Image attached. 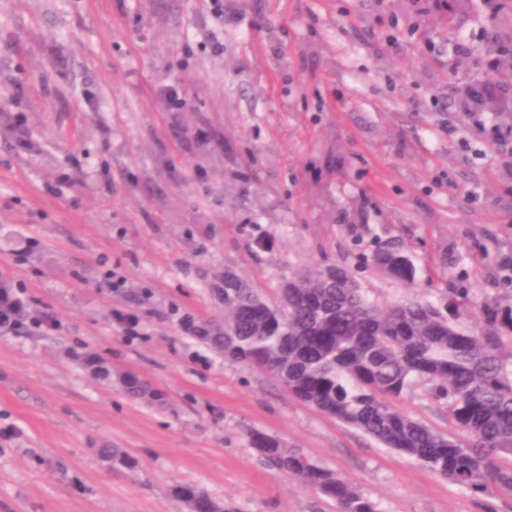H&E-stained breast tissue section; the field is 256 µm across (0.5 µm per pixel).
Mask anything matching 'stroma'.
I'll use <instances>...</instances> for the list:
<instances>
[{"mask_svg": "<svg viewBox=\"0 0 512 512\" xmlns=\"http://www.w3.org/2000/svg\"><path fill=\"white\" fill-rule=\"evenodd\" d=\"M0 0V512H186L193 485L237 512H336L265 466L261 432L382 512H481L466 489L184 335L230 270H351L369 300L469 290L512 311V0ZM467 51L453 52L456 42ZM184 95L169 111L167 86ZM401 240L404 284L366 263ZM137 320L127 334L120 318ZM50 317L53 328L39 326ZM163 393L133 401L75 360ZM403 411L449 431L416 382ZM138 461L116 471L98 455ZM19 298L12 292L2 290L0 293V325L3 327L13 328L22 323ZM77 357L93 378L112 385V365L107 363L99 354L84 351L78 353ZM98 454L101 460L113 469L135 468L134 458L122 448H99Z\"/></svg>", "mask_w": 512, "mask_h": 512, "instance_id": "obj_1", "label": "stroma"}]
</instances>
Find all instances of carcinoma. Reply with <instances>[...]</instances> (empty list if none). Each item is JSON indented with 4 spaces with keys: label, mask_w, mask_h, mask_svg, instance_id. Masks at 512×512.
<instances>
[{
    "label": "carcinoma",
    "mask_w": 512,
    "mask_h": 512,
    "mask_svg": "<svg viewBox=\"0 0 512 512\" xmlns=\"http://www.w3.org/2000/svg\"><path fill=\"white\" fill-rule=\"evenodd\" d=\"M372 261L403 283L415 280L399 241L379 242ZM210 290L224 321L188 318V337L230 362L267 372L303 403L465 488L482 512H497L485 498L512 495V376L501 359L512 333L502 334L494 323L481 336L467 332L460 318L468 289H451L440 305L381 307L361 293L348 269L332 265L283 279L272 298L230 272L214 278ZM77 357L93 378L112 384V365L99 354ZM128 377L120 384L126 396L162 402L163 394L141 377ZM418 379L446 401L456 432L437 431L397 408ZM251 444L263 464L318 490L338 512H381L375 501L278 439L259 432ZM98 454L114 469L135 468L122 448ZM175 494L191 497L196 512H235L192 485Z\"/></svg>",
    "instance_id": "obj_1"
}]
</instances>
